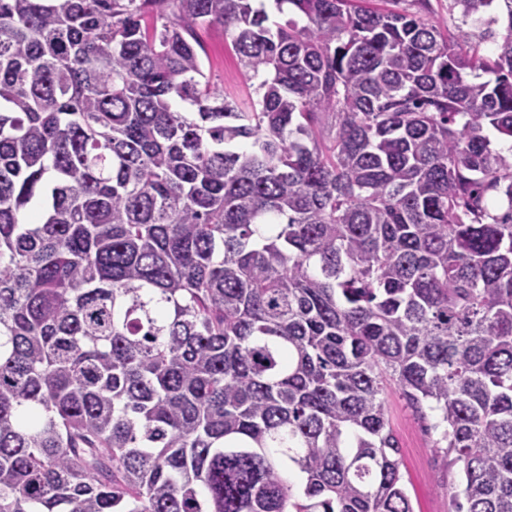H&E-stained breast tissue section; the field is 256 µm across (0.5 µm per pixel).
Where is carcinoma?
Returning a JSON list of instances; mask_svg holds the SVG:
<instances>
[{"instance_id":"1","label":"carcinoma","mask_w":512,"mask_h":512,"mask_svg":"<svg viewBox=\"0 0 512 512\" xmlns=\"http://www.w3.org/2000/svg\"><path fill=\"white\" fill-rule=\"evenodd\" d=\"M272 2L0 0V512H512V0ZM205 54L198 48L203 59V68L210 83L224 93L235 94L245 90L249 82L243 74L238 58L229 41L224 37V28L215 25L199 30ZM388 417L399 441L401 471L414 512H454L448 482H457L459 467L448 471L441 448H435L439 431L428 430L434 423L427 412L426 423L418 421L398 395H388Z\"/></svg>"}]
</instances>
